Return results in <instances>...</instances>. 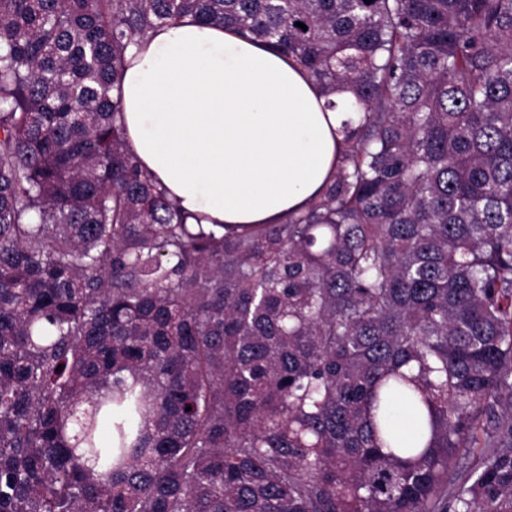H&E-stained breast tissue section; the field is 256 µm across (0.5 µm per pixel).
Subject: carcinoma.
<instances>
[{
	"label": "carcinoma",
	"instance_id": "1",
	"mask_svg": "<svg viewBox=\"0 0 512 512\" xmlns=\"http://www.w3.org/2000/svg\"><path fill=\"white\" fill-rule=\"evenodd\" d=\"M186 17L341 95L280 224L129 151ZM0 512H512V0H0Z\"/></svg>",
	"mask_w": 512,
	"mask_h": 512
}]
</instances>
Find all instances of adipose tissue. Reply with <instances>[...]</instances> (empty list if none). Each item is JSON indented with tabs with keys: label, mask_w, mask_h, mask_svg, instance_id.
Wrapping results in <instances>:
<instances>
[{
	"label": "adipose tissue",
	"mask_w": 512,
	"mask_h": 512,
	"mask_svg": "<svg viewBox=\"0 0 512 512\" xmlns=\"http://www.w3.org/2000/svg\"><path fill=\"white\" fill-rule=\"evenodd\" d=\"M122 122L143 169L202 223L278 224L332 180L343 113L236 29L167 24L127 52Z\"/></svg>",
	"instance_id": "obj_1"
}]
</instances>
